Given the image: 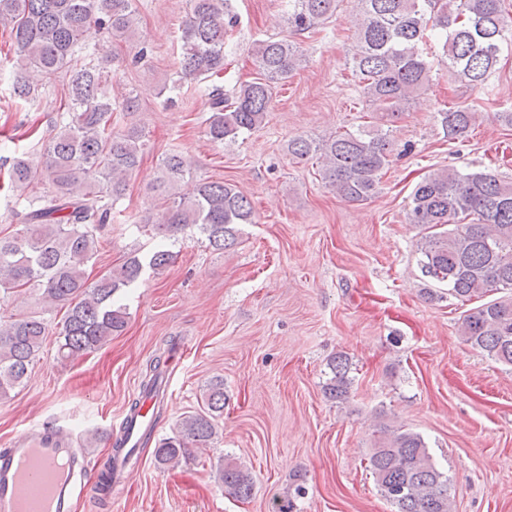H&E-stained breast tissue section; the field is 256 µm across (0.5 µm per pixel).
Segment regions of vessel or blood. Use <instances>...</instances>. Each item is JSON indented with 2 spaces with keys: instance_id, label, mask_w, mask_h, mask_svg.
I'll return each instance as SVG.
<instances>
[{
  "instance_id": "obj_1",
  "label": "vessel or blood",
  "mask_w": 512,
  "mask_h": 512,
  "mask_svg": "<svg viewBox=\"0 0 512 512\" xmlns=\"http://www.w3.org/2000/svg\"><path fill=\"white\" fill-rule=\"evenodd\" d=\"M152 405L148 399L123 414L126 433L136 435L149 422ZM99 483L61 428L26 432L0 448V512H71L75 497L95 492Z\"/></svg>"
}]
</instances>
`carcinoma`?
I'll list each match as a JSON object with an SVG mask.
<instances>
[{
    "label": "carcinoma",
    "mask_w": 512,
    "mask_h": 512,
    "mask_svg": "<svg viewBox=\"0 0 512 512\" xmlns=\"http://www.w3.org/2000/svg\"><path fill=\"white\" fill-rule=\"evenodd\" d=\"M288 27L308 31L336 14L340 0H289ZM360 23L348 55L362 96L375 110L393 118L431 80L432 61L419 45L438 29L442 55L455 82L486 85L503 46L512 47V3L507 0H358ZM181 24L180 50L184 77L205 80L224 72V36L237 23L231 0H187ZM137 24L136 0H0V31L14 50L12 93L20 100L39 96V89L66 80V103L60 105L55 132L43 140L39 159L18 157L10 189L24 201L17 213L21 229L0 236V291H38L45 308H66L58 356L75 360L99 349L122 332L126 307L121 289L136 281L144 267L158 273L173 260L166 242L187 233L206 238L216 251L237 244L238 225L255 223L251 201L224 182L189 181L191 161L180 153L162 160V176L152 187L156 214L137 220L115 210L139 166L146 143L136 127L112 132V113L133 112L137 97H112V55L80 64L78 55L99 35L126 40ZM257 78L232 99L214 84L209 89L210 115L204 120L215 143L234 142L259 129L273 101L275 85L302 61L299 47L269 37L254 47ZM479 113L453 105L437 113L444 135L465 137ZM388 133H338L327 139L302 136L288 142L296 159H314L325 187L341 199L364 202L377 194L392 163ZM133 224L157 247L126 260L95 283L86 265L98 252L101 233L119 216ZM407 218L427 230L416 243L418 266L427 278L428 301L446 297L461 303L490 293L496 298L466 311L459 326L463 342L492 360L512 365V181L488 171L429 172L409 196ZM49 326L37 312L0 322V399L25 385ZM326 396L345 400L352 384L345 355L330 363ZM161 362L149 366L142 391L158 390ZM206 410L183 417L173 435L154 450L162 466L179 463L192 448H205L217 434L224 414V381L210 383ZM369 468L381 494L395 512H453L449 478L440 471L420 433L410 429H377ZM226 495L249 499L250 473L234 462L224 464Z\"/></svg>",
    "instance_id": "obj_1"
}]
</instances>
